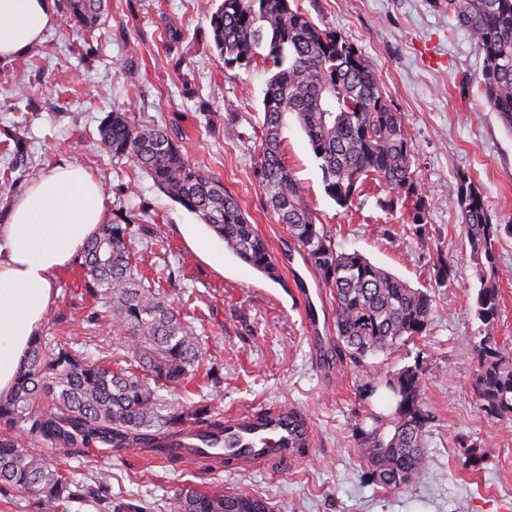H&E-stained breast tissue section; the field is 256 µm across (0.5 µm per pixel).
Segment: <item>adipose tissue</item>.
<instances>
[{"mask_svg": "<svg viewBox=\"0 0 512 512\" xmlns=\"http://www.w3.org/2000/svg\"><path fill=\"white\" fill-rule=\"evenodd\" d=\"M58 21L56 0H0V65L38 46ZM103 188L93 173L60 162L23 190L0 220V394L54 299L56 274L107 223Z\"/></svg>", "mask_w": 512, "mask_h": 512, "instance_id": "ef3b65f1", "label": "adipose tissue"}]
</instances>
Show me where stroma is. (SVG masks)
Returning <instances> with one entry per match:
<instances>
[{"mask_svg":"<svg viewBox=\"0 0 512 512\" xmlns=\"http://www.w3.org/2000/svg\"><path fill=\"white\" fill-rule=\"evenodd\" d=\"M299 5L361 53L390 106L403 114L424 225L412 224L409 209L384 210L385 187L367 186L350 209L337 206L292 117L283 130L288 166L338 249L363 254L412 287L430 288L425 333L358 364L338 349L330 374L317 368L297 301L306 262L255 174L272 65L225 67L211 47L207 0H109L93 33L57 24L29 54L0 67V209L59 160L91 169L104 188L109 220L137 228L141 270L164 282L186 312L222 381L217 396L192 383L164 389L163 397L176 407L209 400L221 413L294 404L311 414L316 446L311 459L285 474H203L187 463H155L143 450L123 460L94 447L69 464L89 486L110 473L113 505L148 512H174L179 489L193 484L246 488L271 512H512V418L488 416L475 387V346L488 330L475 314L480 283L455 194L460 176L470 177L499 226L504 275L499 316L488 332L512 349V130L482 94V58L470 34L431 0ZM174 29L182 34L176 44L168 38ZM115 109L130 110L145 125L167 126L192 163L223 181L267 242L279 280L242 264L146 174L100 152L98 126ZM11 134L27 143L24 166L6 150ZM442 261L452 271L438 285L433 272ZM83 286L76 266L59 273L43 333L67 338L93 360L125 353V337L90 321L105 305L83 294ZM416 363L426 373L423 401L432 417L426 473L413 486L387 492L369 478L355 429L371 427V414L392 410L379 376Z\"/></svg>","mask_w":512,"mask_h":512,"instance_id":"stroma-1","label":"stroma"}]
</instances>
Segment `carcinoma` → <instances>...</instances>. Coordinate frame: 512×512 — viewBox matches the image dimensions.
I'll list each match as a JSON object with an SVG mask.
<instances>
[{
	"instance_id": "1",
	"label": "carcinoma",
	"mask_w": 512,
	"mask_h": 512,
	"mask_svg": "<svg viewBox=\"0 0 512 512\" xmlns=\"http://www.w3.org/2000/svg\"><path fill=\"white\" fill-rule=\"evenodd\" d=\"M464 27L483 56L482 90L502 123L512 129V0H434ZM104 0H65L64 20L93 32ZM213 46L227 68L261 58L276 72L268 81L259 119L256 174L270 209L297 242L318 281L335 301V342L357 362L398 348L426 331L433 312L428 290L413 288L362 254L337 249L333 234L308 201L305 186L288 166L283 147L286 117H295L319 162L325 193L349 206L366 182L386 187L381 202L394 211L412 202V223H423L424 200L412 171L413 144L405 119L387 102L375 73L336 32L322 29L297 0H220L210 12ZM268 53H262V50ZM98 146L114 160L146 173L174 202L205 224L233 255L271 280L279 270L224 183L191 163L159 124H140L124 110L108 113L98 127ZM461 223L475 261L480 288L476 315L493 326L503 277L492 223L481 191L463 175L457 184ZM131 224L99 226L76 258L86 291L109 302L112 330L128 336V349L112 361H90L56 336L34 338L14 389L0 394V497L27 493L38 512H80L71 505L110 499V475L96 488L78 481L65 465L52 462L44 446L68 459L79 448L100 444L119 454L148 449L168 463L167 438L200 424L211 432L224 425L222 413L198 403L170 406L159 394L168 385L197 376L219 389L206 365L199 337L164 293L138 272ZM477 391L482 409L512 414V353L492 336L476 345ZM426 374L419 364L382 376L394 402L388 419L359 428L369 475L386 491L418 483L424 474L429 414L422 402ZM174 512H269L268 503L245 489L203 491L183 487Z\"/></svg>"
}]
</instances>
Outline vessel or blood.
<instances>
[{"mask_svg":"<svg viewBox=\"0 0 512 512\" xmlns=\"http://www.w3.org/2000/svg\"><path fill=\"white\" fill-rule=\"evenodd\" d=\"M308 340L320 353L331 347L322 336L317 308L310 290L302 292ZM170 446L183 462L201 472L223 466L225 472H281L307 460L315 447L310 414L294 405L261 406L224 416V435L208 446L191 436L170 439Z\"/></svg>","mask_w":512,"mask_h":512,"instance_id":"obj_1","label":"vessel or blood"}]
</instances>
